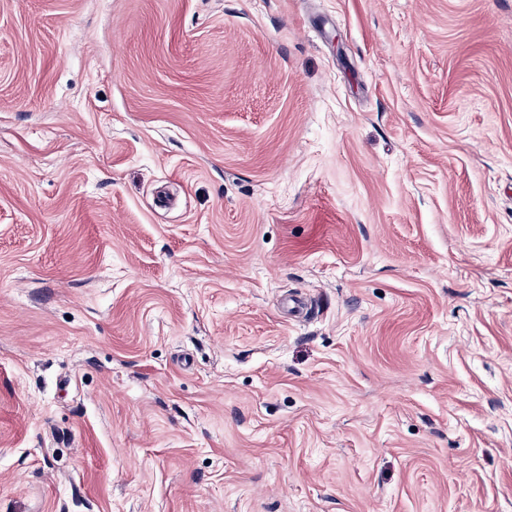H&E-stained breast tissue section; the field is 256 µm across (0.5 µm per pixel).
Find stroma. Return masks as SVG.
<instances>
[{
	"instance_id": "stroma-1",
	"label": "stroma",
	"mask_w": 512,
	"mask_h": 512,
	"mask_svg": "<svg viewBox=\"0 0 512 512\" xmlns=\"http://www.w3.org/2000/svg\"><path fill=\"white\" fill-rule=\"evenodd\" d=\"M0 512H512V0H0Z\"/></svg>"
}]
</instances>
